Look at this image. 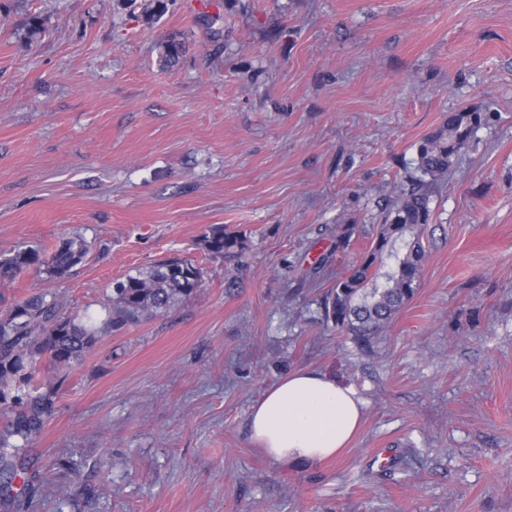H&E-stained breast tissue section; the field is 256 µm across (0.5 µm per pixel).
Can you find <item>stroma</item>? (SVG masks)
<instances>
[{
  "label": "stroma",
  "instance_id": "1",
  "mask_svg": "<svg viewBox=\"0 0 512 512\" xmlns=\"http://www.w3.org/2000/svg\"><path fill=\"white\" fill-rule=\"evenodd\" d=\"M454 112L483 120L431 192L418 288L356 344L327 298ZM217 226L242 255L202 249ZM76 234L71 312L168 257L205 283L73 365L26 449L37 492L0 512H512V0H165L150 23L0 0V258ZM306 367L364 424L285 471L247 421Z\"/></svg>",
  "mask_w": 512,
  "mask_h": 512
}]
</instances>
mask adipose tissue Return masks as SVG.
Here are the masks:
<instances>
[{
    "label": "adipose tissue",
    "instance_id": "ef3b65f1",
    "mask_svg": "<svg viewBox=\"0 0 512 512\" xmlns=\"http://www.w3.org/2000/svg\"><path fill=\"white\" fill-rule=\"evenodd\" d=\"M364 407L354 388L319 370L298 369L253 405L250 437L268 460L297 470L337 457L358 430Z\"/></svg>",
    "mask_w": 512,
    "mask_h": 512
}]
</instances>
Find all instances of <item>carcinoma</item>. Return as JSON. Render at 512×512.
<instances>
[{"mask_svg":"<svg viewBox=\"0 0 512 512\" xmlns=\"http://www.w3.org/2000/svg\"><path fill=\"white\" fill-rule=\"evenodd\" d=\"M481 120L478 112H454L421 141L416 157L419 177L386 211L374 245L336 282L326 316L337 328L363 340L414 296L425 257L422 232L430 216L431 188L448 175ZM201 244L215 256L245 249L242 237L222 227L206 232ZM88 253V243L79 237L61 239L50 253L38 247L19 248L0 259V279L32 271L58 282ZM203 283L202 267L190 259L170 257L114 281L100 320L69 313L67 299L54 289L16 301L0 317L1 500L15 497L13 482L27 470L19 450L52 415L73 364L99 337L169 310L189 299ZM44 358L55 376L42 381L38 374Z\"/></svg>","mask_w":512,"mask_h":512,"instance_id":"cac0c4a2","label":"carcinoma"}]
</instances>
